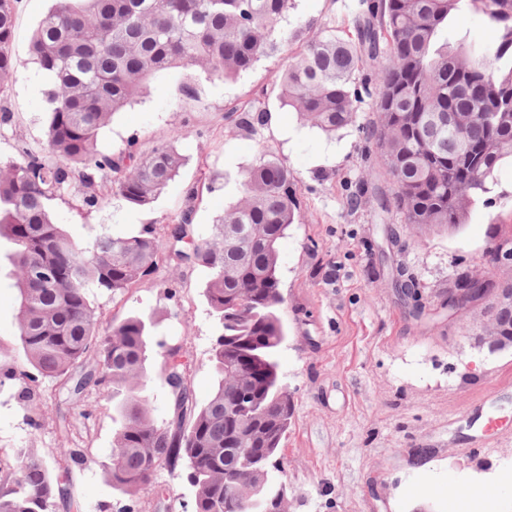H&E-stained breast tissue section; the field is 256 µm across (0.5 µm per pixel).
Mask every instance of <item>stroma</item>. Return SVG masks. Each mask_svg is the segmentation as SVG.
Segmentation results:
<instances>
[{"instance_id": "35a3bbf8", "label": "stroma", "mask_w": 512, "mask_h": 512, "mask_svg": "<svg viewBox=\"0 0 512 512\" xmlns=\"http://www.w3.org/2000/svg\"><path fill=\"white\" fill-rule=\"evenodd\" d=\"M348 0H291L280 26L305 41L306 22L341 24ZM53 0H18L12 53L16 72L0 107V161L19 148L40 150L45 140L48 84H36L40 67L28 54L29 39ZM497 33L481 14L467 10L448 26V40L489 44ZM284 63L276 55L258 61L236 79L201 80L200 98L178 93L189 72L171 69L151 79L137 102L117 113L98 134L101 153L134 145L137 155L173 143L185 164L148 210H132L114 197L95 208L81 205L80 189L55 200L53 212L70 237L88 245L151 225L159 238L184 210H191L196 239L241 195L246 171L260 154L281 160L301 200L297 224L279 245V316L286 338L278 353L279 375L292 404L278 480L288 512H453L449 479L481 487L512 512V478H502L500 449H512V350L489 352L478 345L487 318L474 308L452 320L442 308L455 271L484 272L482 257L493 227L512 229V164L496 173L491 204L473 206L463 229L419 230L399 215L383 213L373 188L393 185L376 154L362 148L358 113L353 125L328 136L304 126L272 94V73ZM266 103L271 121L257 134L238 130L233 108ZM195 198H188L189 188ZM360 192L349 210L346 197ZM396 240H389L388 231ZM420 281L425 305L413 318L393 284L399 271ZM208 273L197 266L159 261L142 283L112 294L92 291L103 323L151 316L153 344L144 389L159 423L173 416L172 390L164 382L162 345L178 347L187 365V385L197 403L215 388L212 347L216 329L205 296ZM176 289L169 298L168 289ZM17 291L9 265L0 266V365L22 357L17 338ZM28 406L17 388L0 387V458L38 448L49 457L67 449H89L93 465L74 472L78 512L125 499L102 468L112 455L121 417L111 394L89 388L80 403L68 402L60 382L43 381ZM42 422L31 431L28 421ZM163 496L142 493L139 512H192L186 478L160 470Z\"/></svg>"}]
</instances>
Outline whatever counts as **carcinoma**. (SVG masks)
Here are the masks:
<instances>
[{"label": "carcinoma", "mask_w": 512, "mask_h": 512, "mask_svg": "<svg viewBox=\"0 0 512 512\" xmlns=\"http://www.w3.org/2000/svg\"><path fill=\"white\" fill-rule=\"evenodd\" d=\"M288 3L56 0L29 41L30 55L54 80L44 147L23 148L0 166V240L13 245L22 350L20 365L0 367V387L18 385L23 405L43 379L62 381L77 402L92 385L112 391L123 423L102 467L128 498L122 512H137L146 491L162 494L155 485L160 469L186 472L193 512H283L275 461L290 420L276 360L285 338L278 262L301 202L283 162L261 155L240 199L201 241L185 211L169 230L170 245L144 225L81 246L51 212L75 184L83 204L97 207L109 177L114 197L144 208L178 176L184 159L171 144L139 158L129 149H96L99 131L137 100L149 78L198 67L230 81L263 57L286 55L288 65L273 80L280 106L328 134L367 106L375 119L362 133L394 185L379 198L380 209L420 229L461 228L470 206L491 203L494 173L512 161V0H355L342 26H319L296 49L295 35L278 28ZM466 7L496 26L494 44L450 46L448 17ZM15 22V0H0V95L15 71ZM269 118V109L253 105L239 110L235 124L255 134ZM462 153L472 165L457 166ZM162 258L208 272L205 295L219 334L216 387L203 405L186 385L179 349L165 351L162 375L174 411L158 424L142 395L150 324L137 315L100 331L90 290L125 291ZM470 280L460 272L448 288L461 317L493 287L489 279L461 287ZM18 459L19 466L0 460V512L71 505L72 470L93 462L87 448L68 449L56 471L37 448L22 449Z\"/></svg>", "instance_id": "obj_1"}]
</instances>
